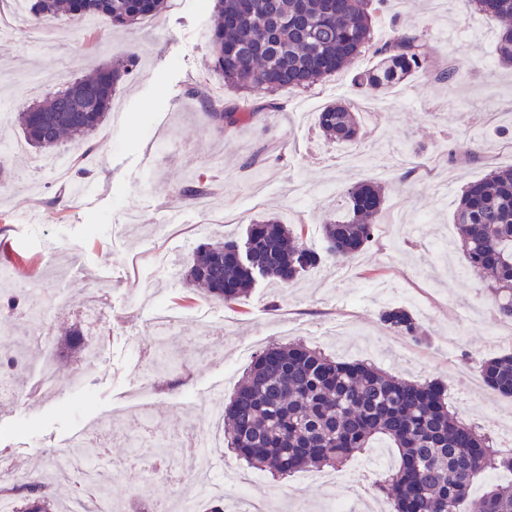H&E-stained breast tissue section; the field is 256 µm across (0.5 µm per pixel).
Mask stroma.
<instances>
[{
	"mask_svg": "<svg viewBox=\"0 0 512 512\" xmlns=\"http://www.w3.org/2000/svg\"><path fill=\"white\" fill-rule=\"evenodd\" d=\"M373 30L383 41L393 32L423 33L441 61L460 63L450 86L414 74L379 96L358 94L354 75L373 65L371 54L308 90L253 94L262 107L255 123L217 129L193 96L207 84L225 101L239 100L210 68V8L203 0H168L165 11L140 25L116 28L99 19L86 30L59 20L65 35L50 46L17 38L0 52V76L15 79L14 95L0 106V268L14 276L0 311L47 313L56 332L50 349L57 363L53 392L29 394L37 382L31 366L12 372L26 387L0 393V455L16 440L26 444L20 463L49 469L71 435L105 427L111 443L101 465L111 470L157 436L210 433L224 436L219 413L255 356L272 343L300 342L339 361L365 360L409 380H437L448 402L468 423L512 451V399L476 389L468 376L488 355L512 352V323L498 319L489 294L473 278L464 256L451 252L447 268L434 264L438 242L457 238L452 216L461 187L490 168L512 165V70L496 57L497 21L467 12L461 0L436 10L431 0H385ZM137 53L139 61L112 101L94 136L95 149L74 167L68 182L40 174L30 195L15 159L22 134L16 112L75 77L112 59ZM273 108H266V101ZM332 101L361 110L387 104L358 146L366 165L337 162L338 147L325 140L316 116ZM454 157L444 154L445 147ZM191 177L207 180L210 217L202 219L178 188ZM85 191L70 196L69 181ZM382 182L385 211L372 242L348 276L323 262L296 283L276 287L258 281L241 303L227 306L188 288L183 274L199 244L226 233L245 238L252 222L275 214L300 230L304 243L324 252L323 224L342 210L344 188ZM107 290L99 318L82 302L96 282ZM407 309L424 331L423 341L394 333L382 320L390 306ZM180 308L167 353L174 372L156 367L155 309ZM77 328L85 345L100 349L95 371L78 376L80 354L61 336ZM218 464L232 463L225 503L237 494V478L257 479L272 512H326L347 501L352 512L386 504L374 489L378 473L354 460L322 484L315 471L275 484L268 473L236 461L228 448ZM177 481L129 468L113 486L118 512H141L152 501L173 502Z\"/></svg>",
	"mask_w": 512,
	"mask_h": 512,
	"instance_id": "35a3bbf8",
	"label": "stroma"
}]
</instances>
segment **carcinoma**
I'll return each mask as SVG.
<instances>
[{"mask_svg":"<svg viewBox=\"0 0 512 512\" xmlns=\"http://www.w3.org/2000/svg\"><path fill=\"white\" fill-rule=\"evenodd\" d=\"M34 26L65 14L76 20L102 17L128 27L159 15L167 0H26ZM485 16L512 21V0H468ZM375 21L369 0H213L208 49L211 68L224 82L245 93L305 89L349 66L366 51L375 64L354 76L363 95H377L415 73L452 84L460 64L438 65L421 33H395L374 43ZM500 62L512 64V25L497 31ZM133 56L75 78L17 113L27 145L53 153L65 141L85 143L112 111V96L126 79ZM201 106L220 129L255 121L260 107L248 98L224 104V97L202 84ZM317 126L329 141L352 146L362 138L359 113L341 102L318 114ZM345 208L323 225L326 255L302 241L281 219L269 216L251 224L246 240L226 235L201 246L185 271L186 283L226 306L238 303L255 285L254 271L275 284H289L322 258L348 263L374 235L383 213L378 182L362 181L344 190ZM456 245L477 278H489L487 291L503 321L512 322V166L470 181L453 215ZM247 245L251 262L232 258ZM391 330L419 337L422 330L406 311L385 310ZM484 383L512 397V354L478 362ZM231 427L227 447L248 466L286 478L306 468H336L378 439L397 449L399 463L388 470L378 491L393 512H512V482L493 484L465 503L471 483L487 470L512 472V454L460 419L448 407L446 387L435 381L392 376L362 360L338 362L302 343L271 344L255 357L224 408ZM93 476L79 480L65 469L49 478L27 471L22 485L0 482V496L14 500V512H63L59 491L68 489L95 504L112 499V479L96 464L97 449H67Z\"/></svg>","mask_w":512,"mask_h":512,"instance_id":"obj_1","label":"carcinoma"}]
</instances>
